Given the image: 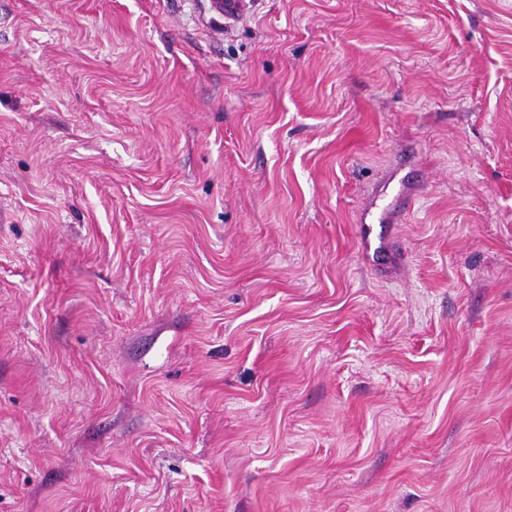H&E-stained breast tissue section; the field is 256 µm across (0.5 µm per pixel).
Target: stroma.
<instances>
[{
  "instance_id": "obj_1",
  "label": "stroma",
  "mask_w": 512,
  "mask_h": 512,
  "mask_svg": "<svg viewBox=\"0 0 512 512\" xmlns=\"http://www.w3.org/2000/svg\"><path fill=\"white\" fill-rule=\"evenodd\" d=\"M210 17L0 0V512H512V0ZM360 238L367 254L371 251L381 261L391 255L389 249L390 228L387 224H361Z\"/></svg>"
}]
</instances>
